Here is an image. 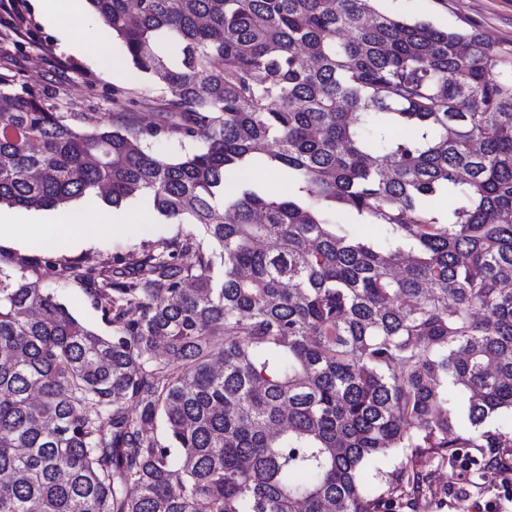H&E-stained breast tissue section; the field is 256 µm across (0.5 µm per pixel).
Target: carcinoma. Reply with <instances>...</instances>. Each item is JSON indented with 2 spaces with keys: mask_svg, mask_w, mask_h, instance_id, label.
<instances>
[{
  "mask_svg": "<svg viewBox=\"0 0 512 512\" xmlns=\"http://www.w3.org/2000/svg\"><path fill=\"white\" fill-rule=\"evenodd\" d=\"M88 4L135 80L83 130L0 72V205L146 196L198 232L0 264V512H393L471 448L487 476L512 448L485 428L512 413V51L374 0ZM160 134L200 144L167 160ZM26 277L34 281L38 278L40 288H51L58 297L68 305L73 314L85 325L103 336H112V326L101 320L100 311L84 294L83 287L78 282L59 277L39 278L26 272ZM401 460V457H388L373 466L368 465L363 476L373 486L383 489L391 473L400 467Z\"/></svg>",
  "mask_w": 512,
  "mask_h": 512,
  "instance_id": "cac0c4a2",
  "label": "carcinoma"
}]
</instances>
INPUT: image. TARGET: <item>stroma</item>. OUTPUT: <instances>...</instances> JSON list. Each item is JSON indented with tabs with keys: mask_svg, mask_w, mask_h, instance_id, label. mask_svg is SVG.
<instances>
[{
	"mask_svg": "<svg viewBox=\"0 0 512 512\" xmlns=\"http://www.w3.org/2000/svg\"><path fill=\"white\" fill-rule=\"evenodd\" d=\"M377 8L410 22H424L447 30L473 32L501 46L512 48V0H377ZM103 33L92 16L80 27L61 28L36 14L32 0H0V55L9 54L15 87L56 95L64 112L75 113L78 126L91 129L112 120V90L128 85L130 66L119 42L111 44V63L78 53L76 44L87 43ZM126 229L123 233L98 236L88 244L66 251L69 260L85 258L109 266L115 257L172 240L180 225L165 223L148 200L137 197L119 206ZM40 287L50 288L73 314L97 333L108 336L111 325L87 298L78 282L41 278ZM430 493L420 495L413 509L396 512H476L475 502H494L496 512H512V499L498 496L490 481L461 462L431 463L427 467Z\"/></svg>",
	"mask_w": 512,
	"mask_h": 512,
	"instance_id": "stroma-1",
	"label": "stroma"
}]
</instances>
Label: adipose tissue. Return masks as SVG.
I'll return each mask as SVG.
<instances>
[{"mask_svg": "<svg viewBox=\"0 0 512 512\" xmlns=\"http://www.w3.org/2000/svg\"><path fill=\"white\" fill-rule=\"evenodd\" d=\"M122 231L121 215L87 209L66 213L52 224H30L15 228L12 236L49 251L63 252L78 241L101 234H119Z\"/></svg>", "mask_w": 512, "mask_h": 512, "instance_id": "obj_1", "label": "adipose tissue"}]
</instances>
